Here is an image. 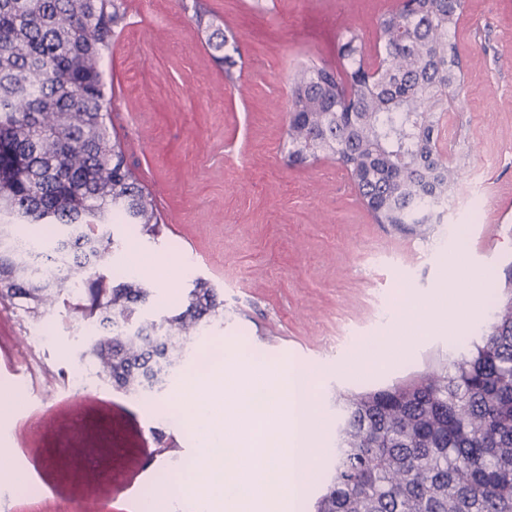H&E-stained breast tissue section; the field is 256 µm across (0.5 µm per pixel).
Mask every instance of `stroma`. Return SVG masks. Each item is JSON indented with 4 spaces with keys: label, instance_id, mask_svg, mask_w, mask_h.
I'll return each instance as SVG.
<instances>
[{
    "label": "stroma",
    "instance_id": "stroma-1",
    "mask_svg": "<svg viewBox=\"0 0 512 512\" xmlns=\"http://www.w3.org/2000/svg\"><path fill=\"white\" fill-rule=\"evenodd\" d=\"M201 2L224 30L214 50L195 23ZM127 25L103 55L114 133L127 163L164 215L155 235L117 224L122 246L210 279L224 298L212 341L262 350L268 361L317 362L331 373L319 394L382 388L464 350V340L408 324V355L386 372H336L358 339L380 335L398 289L437 292L439 259L464 242L481 278L470 296L489 302L491 281L512 263V0H467L456 34L463 91L444 114L438 145L472 183L422 241L376 224L345 169L326 157L291 166L286 130L290 79L311 64L336 65L346 31L367 65L383 50L377 23L398 0H126ZM480 211H472L470 196ZM498 227L499 239H477ZM79 319L56 309L33 320L0 303V385L24 395L0 448L22 482L0 483V512H133L175 462L158 436L193 443L175 417L111 386L72 384L86 341Z\"/></svg>",
    "mask_w": 512,
    "mask_h": 512
}]
</instances>
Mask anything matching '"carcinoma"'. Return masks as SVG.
Wrapping results in <instances>:
<instances>
[{
  "label": "carcinoma",
  "instance_id": "carcinoma-1",
  "mask_svg": "<svg viewBox=\"0 0 512 512\" xmlns=\"http://www.w3.org/2000/svg\"><path fill=\"white\" fill-rule=\"evenodd\" d=\"M465 0H410L378 21L379 80L347 32L332 67L295 73L288 162L343 167L374 221L427 239L459 179L437 147L443 97L461 85L455 31ZM115 0H0V301L39 320L63 306L95 324L80 357L128 396L155 398L224 300L193 278L179 305L106 271L111 224L150 235L163 216L107 123L104 51L124 27ZM199 30L222 35L195 5ZM351 96L339 95V85ZM480 337L414 379L336 394L334 448L311 512H512V265Z\"/></svg>",
  "mask_w": 512,
  "mask_h": 512
}]
</instances>
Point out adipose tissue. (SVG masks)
Returning a JSON list of instances; mask_svg holds the SVG:
<instances>
[{"instance_id": "ef3b65f1", "label": "adipose tissue", "mask_w": 512, "mask_h": 512, "mask_svg": "<svg viewBox=\"0 0 512 512\" xmlns=\"http://www.w3.org/2000/svg\"><path fill=\"white\" fill-rule=\"evenodd\" d=\"M480 301L462 296L457 289H440L433 297L397 300L384 334L357 342L338 364L353 375L373 374L393 365L406 350L405 321L420 317L432 330L469 329L480 312Z\"/></svg>"}]
</instances>
